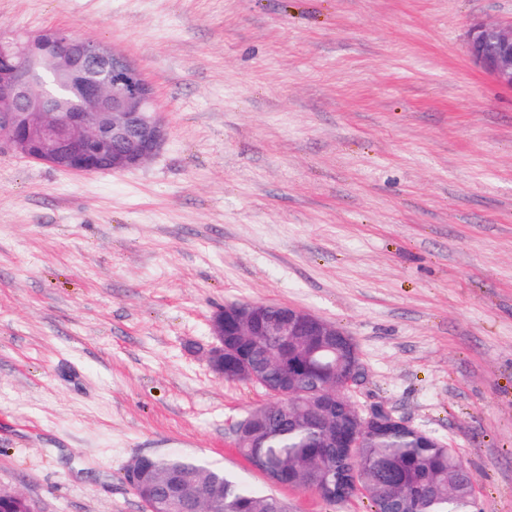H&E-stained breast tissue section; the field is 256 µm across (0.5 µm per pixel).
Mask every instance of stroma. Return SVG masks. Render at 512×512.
<instances>
[{
  "mask_svg": "<svg viewBox=\"0 0 512 512\" xmlns=\"http://www.w3.org/2000/svg\"><path fill=\"white\" fill-rule=\"evenodd\" d=\"M512 0H0L124 53L167 138L136 170L0 155V487L37 512H145L141 455L259 490L212 315L303 308L356 342L358 405L456 448L512 512V91L468 58ZM288 512H371L277 488Z\"/></svg>",
  "mask_w": 512,
  "mask_h": 512,
  "instance_id": "stroma-1",
  "label": "stroma"
}]
</instances>
